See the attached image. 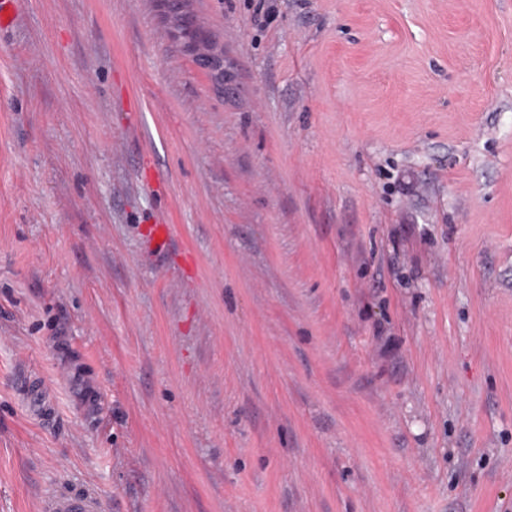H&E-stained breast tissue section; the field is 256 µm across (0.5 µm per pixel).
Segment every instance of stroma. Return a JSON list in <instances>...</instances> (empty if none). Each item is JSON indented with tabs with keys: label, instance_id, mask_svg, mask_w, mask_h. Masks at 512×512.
<instances>
[{
	"label": "stroma",
	"instance_id": "obj_1",
	"mask_svg": "<svg viewBox=\"0 0 512 512\" xmlns=\"http://www.w3.org/2000/svg\"><path fill=\"white\" fill-rule=\"evenodd\" d=\"M180 2L0 29V512H512V0ZM95 497L88 492L74 496L65 492L51 493L43 504L47 512H93Z\"/></svg>",
	"mask_w": 512,
	"mask_h": 512
}]
</instances>
